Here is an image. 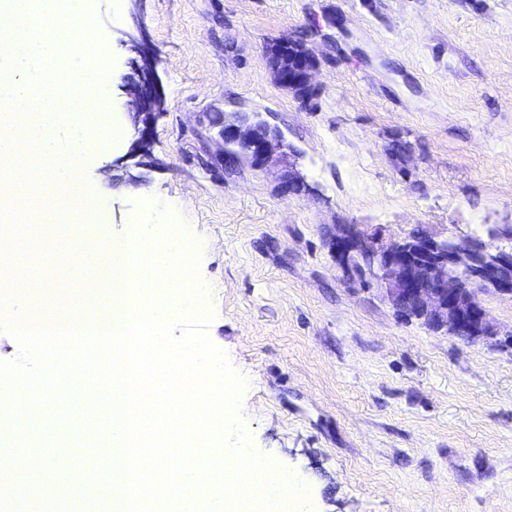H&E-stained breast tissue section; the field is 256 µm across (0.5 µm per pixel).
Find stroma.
I'll list each match as a JSON object with an SVG mask.
<instances>
[{
  "label": "stroma",
  "mask_w": 512,
  "mask_h": 512,
  "mask_svg": "<svg viewBox=\"0 0 512 512\" xmlns=\"http://www.w3.org/2000/svg\"><path fill=\"white\" fill-rule=\"evenodd\" d=\"M100 19L112 84L100 148L78 165L105 223L39 247L103 245L174 211L211 289L210 339L246 381L239 420L254 447L307 487L303 512H512V348L466 342L400 316L379 290L349 285L330 247L335 225L491 238L512 248V0H85ZM143 28L158 53L163 108L151 163L120 161L131 138L120 86L132 76L116 28ZM305 39L318 54L314 96L273 80L266 48ZM263 113L290 152L266 168L224 167L221 111ZM292 169L304 188L284 194ZM40 300L87 311L112 302L106 271ZM0 409V442L67 454L91 408L29 399ZM37 512H113L108 487L43 501Z\"/></svg>",
  "instance_id": "35a3bbf8"
}]
</instances>
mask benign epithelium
Here are the masks:
<instances>
[{"mask_svg":"<svg viewBox=\"0 0 512 512\" xmlns=\"http://www.w3.org/2000/svg\"><path fill=\"white\" fill-rule=\"evenodd\" d=\"M121 43L135 52L137 79L121 85L127 105L136 115L135 158L149 156L150 131L162 97L157 56L144 32L123 33ZM269 55L286 62L271 63L276 82L301 98L308 97L317 68L314 50L306 43L278 41ZM223 139L237 143L262 168L288 154V144L260 122L239 114L224 117ZM336 265L344 282L374 285L406 319L423 321L463 341L497 336L475 287L512 299V250L477 238L458 240L428 233L386 240L356 224H338L331 236Z\"/></svg>","mask_w":512,"mask_h":512,"instance_id":"1","label":"benign epithelium"}]
</instances>
